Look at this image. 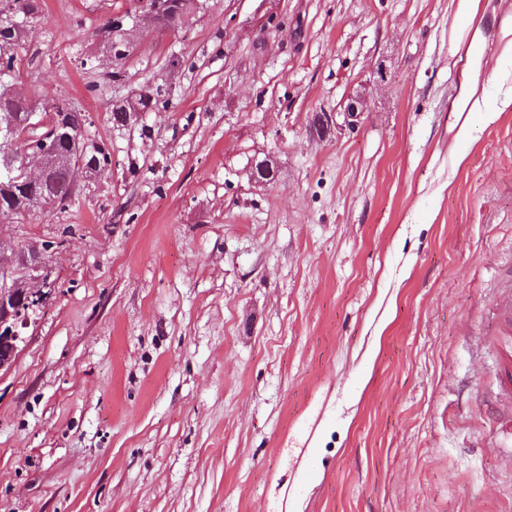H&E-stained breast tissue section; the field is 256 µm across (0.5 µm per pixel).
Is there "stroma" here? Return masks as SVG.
<instances>
[{
	"label": "stroma",
	"mask_w": 512,
	"mask_h": 512,
	"mask_svg": "<svg viewBox=\"0 0 512 512\" xmlns=\"http://www.w3.org/2000/svg\"><path fill=\"white\" fill-rule=\"evenodd\" d=\"M37 4L12 85L112 164L0 217L44 295L0 372V512H512V0H204L170 30ZM148 85L168 104L116 124ZM338 114H343L344 117V126L349 127V129L357 127L362 115L363 110L361 106L360 100H352L347 108L346 112H336V120L333 118V115L331 113L324 112L321 115L317 117V127L319 131L323 134L332 129V126L336 125V128H340V126H343L342 124H339L337 122V116ZM37 192L48 208H52L71 201L76 193V188L64 170H57L44 186L37 189ZM512 367V350L511 355H507L502 362V370L505 374V379L501 390L496 396V403L503 413L507 416L508 413L512 412V385L510 384L509 372Z\"/></svg>",
	"instance_id": "obj_1"
}]
</instances>
